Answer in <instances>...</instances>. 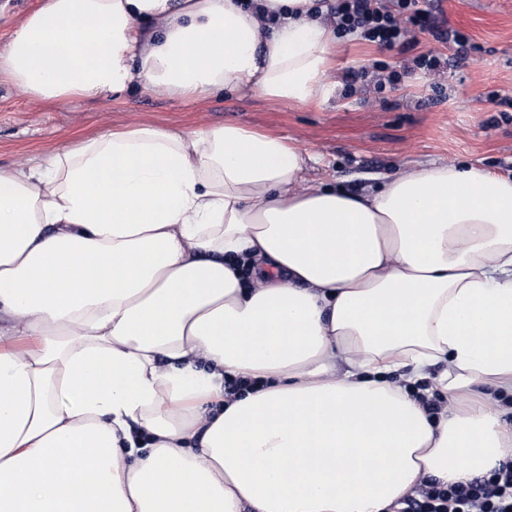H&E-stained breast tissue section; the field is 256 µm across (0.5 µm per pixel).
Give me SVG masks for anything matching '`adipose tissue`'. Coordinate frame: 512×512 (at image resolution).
Wrapping results in <instances>:
<instances>
[{"label": "adipose tissue", "instance_id": "adipose-tissue-1", "mask_svg": "<svg viewBox=\"0 0 512 512\" xmlns=\"http://www.w3.org/2000/svg\"><path fill=\"white\" fill-rule=\"evenodd\" d=\"M312 5L44 0L0 81L323 105ZM316 162L224 125L0 167V336L36 341L0 348V512H388L512 460V177L431 161L351 194Z\"/></svg>", "mask_w": 512, "mask_h": 512}]
</instances>
